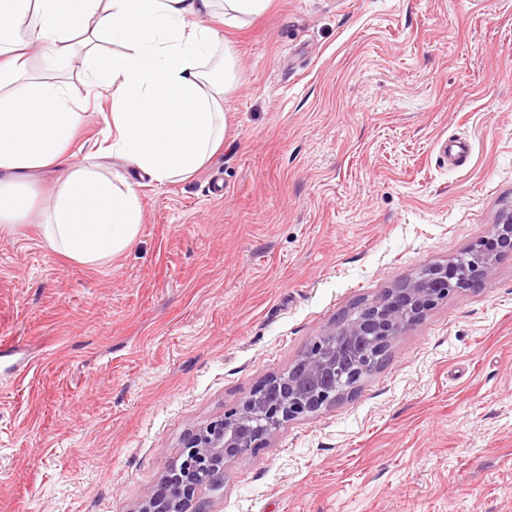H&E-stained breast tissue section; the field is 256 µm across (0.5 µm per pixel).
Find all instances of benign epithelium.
<instances>
[{
    "mask_svg": "<svg viewBox=\"0 0 512 512\" xmlns=\"http://www.w3.org/2000/svg\"><path fill=\"white\" fill-rule=\"evenodd\" d=\"M476 245L477 276L458 274L452 261L395 285L380 301L360 307L320 336L287 372L268 376L223 416L190 431L180 462L161 475L137 512H210L209 501L200 495L205 481L220 483L232 463L264 443L279 425L316 413L353 388L344 356L353 355L355 364L367 362L402 325L420 320L448 296V278L465 288L490 278L498 258L512 252V216L493 225Z\"/></svg>",
    "mask_w": 512,
    "mask_h": 512,
    "instance_id": "obj_1",
    "label": "benign epithelium"
}]
</instances>
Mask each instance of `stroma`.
Masks as SVG:
<instances>
[{
  "label": "stroma",
  "instance_id": "1",
  "mask_svg": "<svg viewBox=\"0 0 512 512\" xmlns=\"http://www.w3.org/2000/svg\"><path fill=\"white\" fill-rule=\"evenodd\" d=\"M224 36V148L141 187L131 248L82 264L35 225L0 234V512H135L188 430L512 213V0H271ZM58 68L92 147L109 103L80 60ZM457 136L471 157L451 169ZM204 495L213 512H512V254Z\"/></svg>",
  "mask_w": 512,
  "mask_h": 512
}]
</instances>
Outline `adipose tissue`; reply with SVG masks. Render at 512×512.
<instances>
[{
  "label": "adipose tissue",
  "mask_w": 512,
  "mask_h": 512,
  "mask_svg": "<svg viewBox=\"0 0 512 512\" xmlns=\"http://www.w3.org/2000/svg\"><path fill=\"white\" fill-rule=\"evenodd\" d=\"M269 0H0V233L28 223L34 187L55 173L40 225L47 245L80 263L129 249L141 230L139 180L189 178L224 144L234 87L225 29L244 27ZM116 44L112 53L101 41ZM83 54L90 87L111 110L99 148L73 144L86 119L54 69Z\"/></svg>",
  "instance_id": "ef3b65f1"
}]
</instances>
